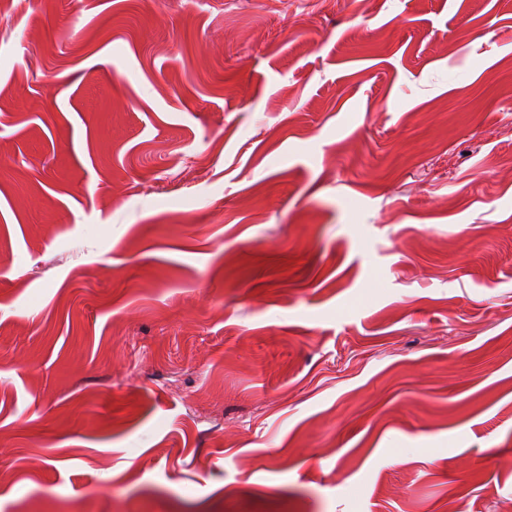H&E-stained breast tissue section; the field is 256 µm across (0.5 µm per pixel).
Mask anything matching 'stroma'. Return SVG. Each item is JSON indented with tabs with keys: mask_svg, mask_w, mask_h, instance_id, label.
<instances>
[{
	"mask_svg": "<svg viewBox=\"0 0 512 512\" xmlns=\"http://www.w3.org/2000/svg\"><path fill=\"white\" fill-rule=\"evenodd\" d=\"M0 512H512V0L0 11Z\"/></svg>",
	"mask_w": 512,
	"mask_h": 512,
	"instance_id": "stroma-1",
	"label": "stroma"
}]
</instances>
